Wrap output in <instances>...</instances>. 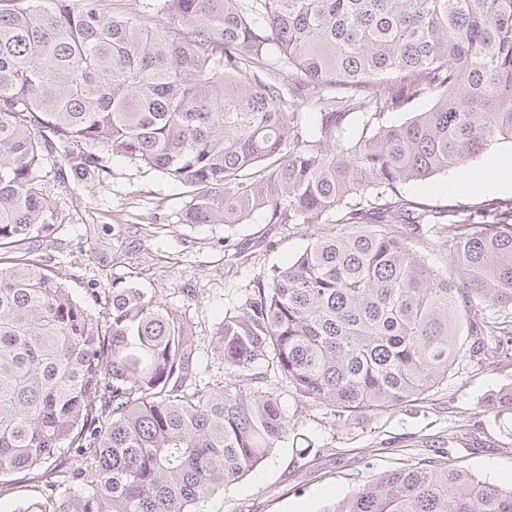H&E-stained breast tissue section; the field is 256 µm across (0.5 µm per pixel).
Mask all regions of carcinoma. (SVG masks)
I'll return each instance as SVG.
<instances>
[{
    "label": "carcinoma",
    "instance_id": "obj_1",
    "mask_svg": "<svg viewBox=\"0 0 512 512\" xmlns=\"http://www.w3.org/2000/svg\"><path fill=\"white\" fill-rule=\"evenodd\" d=\"M421 98L427 111L386 123ZM501 140L512 0H152L122 16L101 0H5L0 495L3 477L44 466L18 512H198L294 426L271 373L302 406L356 418L423 402L457 361L512 356V199L455 224L398 189ZM75 143L181 184L184 224L262 212L313 227L224 315V386L200 385L181 310L116 275L100 319L96 290L77 300L42 264L62 226L43 171ZM96 169L92 154L74 165ZM432 238L444 268L414 249ZM489 409L512 414V386ZM327 512H512V487L439 456Z\"/></svg>",
    "mask_w": 512,
    "mask_h": 512
}]
</instances>
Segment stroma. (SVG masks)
<instances>
[{
    "mask_svg": "<svg viewBox=\"0 0 512 512\" xmlns=\"http://www.w3.org/2000/svg\"><path fill=\"white\" fill-rule=\"evenodd\" d=\"M98 177L78 179L70 167H48L44 192L65 228L43 247L48 268L79 298L106 292L113 274H127L194 324L204 381L219 380L212 346L225 312L247 284L302 252L305 224H270L255 213L242 224H184L190 197L168 176L121 157L102 156ZM462 170L448 169L400 185L409 200L444 210L458 224L478 222L495 193L471 183L454 188ZM198 296L187 302L184 291ZM512 383L501 357L456 364L421 408L394 409L345 420L321 407L301 408L287 386L280 401L297 424L278 450L199 506V512H326L359 484L402 462L436 455L479 479L512 485V419L488 408L491 395Z\"/></svg>",
    "mask_w": 512,
    "mask_h": 512,
    "instance_id": "stroma-1",
    "label": "stroma"
}]
</instances>
